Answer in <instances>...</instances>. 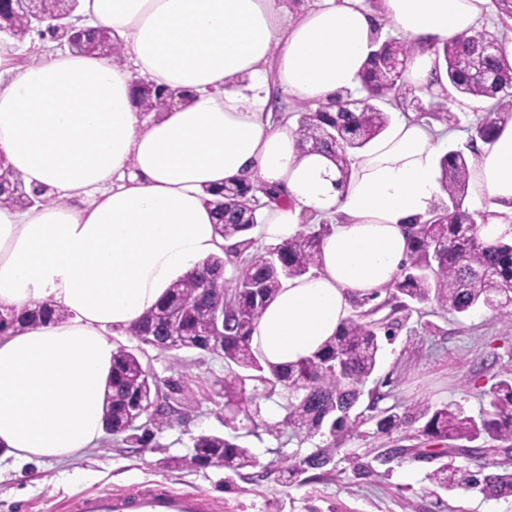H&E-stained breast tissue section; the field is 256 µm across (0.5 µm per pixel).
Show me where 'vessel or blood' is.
<instances>
[{
    "label": "vessel or blood",
    "instance_id": "vessel-or-blood-1",
    "mask_svg": "<svg viewBox=\"0 0 512 512\" xmlns=\"http://www.w3.org/2000/svg\"><path fill=\"white\" fill-rule=\"evenodd\" d=\"M217 498L150 483L134 492L84 491L66 498L62 512H221Z\"/></svg>",
    "mask_w": 512,
    "mask_h": 512
}]
</instances>
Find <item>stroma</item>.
<instances>
[{"label":"stroma","mask_w":512,"mask_h":512,"mask_svg":"<svg viewBox=\"0 0 512 512\" xmlns=\"http://www.w3.org/2000/svg\"><path fill=\"white\" fill-rule=\"evenodd\" d=\"M399 317L400 329L384 341L379 365L363 388L357 407L362 415L396 403L429 402L458 403L476 417L487 408L494 384L512 376V320L495 310L463 316L431 303ZM114 342L138 351L159 379L178 382L182 390L169 402L188 408V415L157 434V447L143 451L121 447L118 436L106 433L97 447L62 462H25L0 453V512H59L61 500L77 492L153 482L220 498L224 512H268L273 500L283 501L285 512H512V496L490 498L477 490L434 494L426 475L436 466L431 458L436 447L418 425L381 434L368 422L334 442L326 436L306 439L288 427L257 437L250 432L253 421L276 422L284 412L260 388L252 391L246 414H234L224 398L229 368L222 356L199 350L162 353L128 335ZM201 434L235 437L263 468L281 456L303 457L332 443L336 469L310 470L288 485L270 477L228 486L217 466L163 465V458L191 455L192 439ZM390 448H419L424 456L378 461Z\"/></svg>","instance_id":"1"}]
</instances>
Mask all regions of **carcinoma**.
<instances>
[{"label": "carcinoma", "instance_id": "obj_1", "mask_svg": "<svg viewBox=\"0 0 512 512\" xmlns=\"http://www.w3.org/2000/svg\"><path fill=\"white\" fill-rule=\"evenodd\" d=\"M77 8L78 0H40L25 12L16 0H0V32L21 42L32 23L22 27L20 14L31 17L45 13L52 19L66 21ZM504 40V35L483 28L435 48L437 57L443 60L448 85L457 94L496 99L487 115L470 123L468 133L473 145L489 140L499 123L512 119V59L504 48L492 56L483 53L482 48L488 41L502 45ZM375 44L377 49L366 63V78L358 90L359 96L349 94L334 104L301 113L295 129L311 151L323 153L335 163L342 183L351 174L350 155L366 148L389 128L392 116L386 106H396L408 99L423 117L448 126L459 123L448 103H424L430 88L415 89L406 84L401 63L411 51L407 40L386 38L376 40ZM467 55L481 60L488 73L484 83L477 82L474 71L464 65L463 57ZM469 179V161L462 152L452 150L440 158V185L448 206L433 211L411 228L407 258L399 275L386 288L387 303L393 304V310L413 311L419 305L434 302L459 314L481 306L506 316L512 314V239L502 236L489 241L482 234V225L464 208ZM251 190L248 184L229 183L224 186L222 199L213 202L215 230L222 237L239 236L258 224L261 206L253 204L255 196L250 194ZM0 200L28 208L37 202L47 203L51 197L44 193L39 197L29 195L22 181L0 164ZM327 231L329 227L322 224L316 231H302L286 243L253 255L247 251L254 240L241 243L242 249L235 259L261 285L259 292L241 286L238 273L224 277L223 258H208L173 282L155 309L134 322L127 334L165 352L167 348L161 346L164 338L199 335L200 311L196 302L201 295L221 300L224 335L202 337L191 348L221 355L228 365L243 370L241 374L233 371L224 379L226 397L247 402L246 382L252 380L265 386L267 397L276 394L282 399L283 420L256 423L254 429L274 434L279 426L285 425L307 438L327 434L333 441L357 431L367 419L352 414V410L377 366L379 336L390 337L400 326L397 320H376L370 318L369 311H357L374 296L354 299L355 312L344 320L336 335L320 351L294 365L267 368L250 343L259 317L279 291L282 278L301 276L318 266L321 237ZM66 317L65 312L50 303L21 315L13 310L0 312V333ZM160 392L161 381L150 366L128 348L118 347L112 358V381L107 387L105 407L112 410V434L122 436V444L149 448L155 433L168 425L164 410L156 404ZM420 419L424 420L421 435L443 445L439 455L447 458L426 475L434 488L478 489L489 496L512 495L509 467L489 474L484 473L482 466L476 470L457 467L455 458L465 449L452 445L457 440L473 442L481 438L512 441V378L497 383L488 408L477 418L458 404H394L382 411L376 420V430L389 433ZM333 452L331 447L319 448L291 463L283 462L278 481L290 484L310 469L328 466L333 461ZM170 464L185 469L220 464L230 476L242 478L246 470L257 466V461L250 449L231 439L202 434L193 439L190 457L173 459Z\"/></svg>", "mask_w": 512, "mask_h": 512}]
</instances>
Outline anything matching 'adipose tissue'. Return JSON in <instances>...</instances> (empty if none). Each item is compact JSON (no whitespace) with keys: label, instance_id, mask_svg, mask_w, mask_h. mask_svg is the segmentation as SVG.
Segmentation results:
<instances>
[{"label":"adipose tissue","instance_id":"ef3b65f1","mask_svg":"<svg viewBox=\"0 0 512 512\" xmlns=\"http://www.w3.org/2000/svg\"><path fill=\"white\" fill-rule=\"evenodd\" d=\"M490 0H79L91 27L122 54L59 53L15 65L0 51V160L25 186L59 197L20 209L0 202V310L49 300L67 317L0 333V447L26 461L68 460L97 447L114 334L154 308L199 262L223 254L210 192L245 181L261 233L280 244L305 220L330 219L321 260L284 279L252 336L266 365L317 352L354 297L388 287L408 231L439 206V130L403 117L351 159L304 152L287 115H274L262 66L288 96L327 104L361 86L380 23L413 41L409 84L435 82V44L477 30ZM182 95L160 115L132 101L133 83ZM470 192L486 234L512 232V120L478 143Z\"/></svg>","mask_w":512,"mask_h":512}]
</instances>
